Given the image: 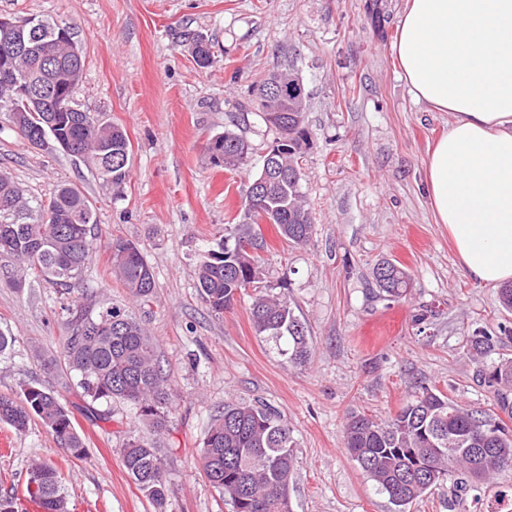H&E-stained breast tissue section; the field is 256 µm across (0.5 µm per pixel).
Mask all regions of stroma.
<instances>
[{
  "instance_id": "1",
  "label": "stroma",
  "mask_w": 512,
  "mask_h": 512,
  "mask_svg": "<svg viewBox=\"0 0 512 512\" xmlns=\"http://www.w3.org/2000/svg\"><path fill=\"white\" fill-rule=\"evenodd\" d=\"M405 0H0V17L45 16L70 25L84 69L81 110L124 128L130 175L120 190L103 186L82 159L31 145L0 114V170L33 200L64 183L90 199L96 249L71 288L15 282L0 256V393L20 395L35 381L58 391L75 412L87 452L73 457L39 421L11 437L0 455V496L21 505L33 463L55 464L68 512H156L125 472L130 437L160 448L170 487L166 512H232L207 481L201 450L225 401L267 405L287 420L296 444L293 512H390L344 447L349 414L393 416L415 382L435 386L482 413L498 408L476 378L467 340L500 336L512 358V312L498 288L463 274L447 229L433 220L424 161L452 115L415 102L392 52ZM212 40L214 63L196 66L179 32ZM293 66L306 93L310 145L299 160L314 217L309 242L292 247L274 225L262 227L268 282H285L311 346L294 368L258 336L250 296L218 315L201 298L195 268L226 224L277 136L262 119L257 88ZM230 131L253 148L250 167L214 165L207 145ZM137 243L155 280L149 304L137 302L111 271L108 244ZM410 274L405 297H379L378 263ZM116 307L144 324L158 344L172 393L163 431L138 407L87 402L62 360L75 316ZM425 322H416L419 313ZM498 473L453 512H512Z\"/></svg>"
}]
</instances>
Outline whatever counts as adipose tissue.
I'll return each instance as SVG.
<instances>
[{
  "instance_id": "adipose-tissue-1",
  "label": "adipose tissue",
  "mask_w": 512,
  "mask_h": 512,
  "mask_svg": "<svg viewBox=\"0 0 512 512\" xmlns=\"http://www.w3.org/2000/svg\"><path fill=\"white\" fill-rule=\"evenodd\" d=\"M417 102L451 113L425 165L463 272L512 283V0H406L393 45Z\"/></svg>"
}]
</instances>
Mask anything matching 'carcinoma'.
I'll use <instances>...</instances> for the list:
<instances>
[{
  "instance_id": "cac0c4a2",
  "label": "carcinoma",
  "mask_w": 512,
  "mask_h": 512,
  "mask_svg": "<svg viewBox=\"0 0 512 512\" xmlns=\"http://www.w3.org/2000/svg\"><path fill=\"white\" fill-rule=\"evenodd\" d=\"M34 20V25L21 27L10 37L12 43L29 47L27 53L16 57L15 70L39 82L64 73L71 78L65 93L75 96L84 60L82 52L75 51L78 42L72 28L52 18L36 16ZM192 39L196 40L191 49L194 62L200 68L210 67V41L195 35ZM71 106L74 110L70 112L35 109L28 113L20 135L31 144L44 131L71 139L72 155L91 164L103 184L121 188L129 175L131 144L126 132L101 122L76 107L74 101ZM278 111L275 118L265 120L278 138L288 139V150L273 163L278 173H269V187H258L256 182L264 173L259 169L242 197L246 220L224 227L237 237L254 240V250H226L221 240L217 248L205 252L196 275L202 298L218 315L233 306L238 294L254 289L250 314L256 334L273 342L278 354L297 368L310 358L307 330L288 295L264 283L260 252L265 239L257 237L263 212L270 216L280 237L293 246L306 245L314 227L301 179L280 175L299 167L308 146L304 113L292 111L286 101L279 104ZM208 151L214 165L237 171L248 166L251 146L226 131L211 139ZM93 224L92 204L79 187L62 184L49 200L33 202L0 171V255L10 256L21 276L70 287L92 256ZM109 250L112 273L135 300L149 302L154 277L139 245L116 239ZM374 279L383 296L398 300L406 295L409 274L397 264L380 263ZM498 343V337L479 330L469 337L468 350L477 365L476 378L491 390L497 407L512 418V359L503 358L492 365L486 362ZM62 355L91 400L130 401L154 429H165L171 392L160 368L156 342L137 320L114 307L96 316L85 313L73 322ZM35 418L75 456L85 454V439L75 418L54 390L31 382L22 389L19 401L0 395L1 423L21 432ZM344 447L388 497L391 512H408L415 500L442 484L449 486L454 497H465L499 472L512 470V432L425 383L417 385L386 421L361 413L349 415ZM121 459L139 489L163 512L169 487L159 449L132 437L121 449ZM201 460L208 481L233 512H292L295 442L288 423L273 409L224 402L206 433ZM36 478L44 490L29 498L43 512H67L57 469L39 462L31 468L28 481Z\"/></svg>"
}]
</instances>
